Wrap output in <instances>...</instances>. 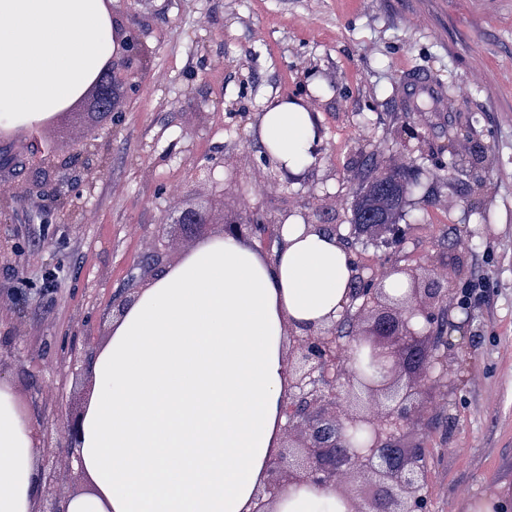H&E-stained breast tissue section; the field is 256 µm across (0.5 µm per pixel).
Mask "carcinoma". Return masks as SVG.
Wrapping results in <instances>:
<instances>
[{
	"label": "carcinoma",
	"mask_w": 512,
	"mask_h": 512,
	"mask_svg": "<svg viewBox=\"0 0 512 512\" xmlns=\"http://www.w3.org/2000/svg\"><path fill=\"white\" fill-rule=\"evenodd\" d=\"M352 180L361 182V190L353 202L352 233L370 238H382L401 216L406 199L417 189L401 170L358 172Z\"/></svg>",
	"instance_id": "1"
}]
</instances>
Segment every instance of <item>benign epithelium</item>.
<instances>
[{"label": "benign epithelium", "instance_id": "benign-epithelium-1", "mask_svg": "<svg viewBox=\"0 0 512 512\" xmlns=\"http://www.w3.org/2000/svg\"><path fill=\"white\" fill-rule=\"evenodd\" d=\"M120 48L102 70L128 79L149 62V50L137 37H119ZM80 103L97 112H113L118 95L91 83ZM70 157L52 150L41 177L28 185V195L43 197L55 174ZM286 217L274 224L255 209L242 211L241 221L225 224L221 235L263 240L262 228L283 244ZM164 224L197 226L211 223L207 208L187 195L176 199ZM169 265L164 251L153 249L141 266L140 286ZM355 275L367 284L350 291L340 319L349 318L355 331L347 341L336 325L289 332L288 395L283 401L288 448L278 452L257 490L252 512H270L285 485H330L339 492L347 512H428V449L419 438L429 419L437 391L450 382L454 345L434 330L437 312L453 309L447 284L461 264L437 259L426 267L382 263L371 276L351 260ZM401 276L409 288L400 298L384 288ZM417 440L405 447L401 440ZM53 475L40 478L37 495L50 502L45 512H67L68 498L54 495Z\"/></svg>", "mask_w": 512, "mask_h": 512}]
</instances>
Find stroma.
I'll list each match as a JSON object with an SVG mask.
<instances>
[{"label":"stroma","instance_id":"35a3bbf8","mask_svg":"<svg viewBox=\"0 0 512 512\" xmlns=\"http://www.w3.org/2000/svg\"><path fill=\"white\" fill-rule=\"evenodd\" d=\"M112 23L151 57L119 111L0 127V379L34 421L58 495L82 485L63 424L91 388L90 356L112 327V298L150 248L178 263L255 198L266 219L313 213L348 233L350 177L405 170L401 244L351 240L373 270L463 257L449 283L472 315L453 332L451 381L425 426L430 512L512 502V0H112ZM311 108L321 158L257 195L253 168L277 173L259 135L269 101ZM462 134L456 149L448 138ZM70 153L49 210L14 197L48 146ZM213 167L210 181L195 167ZM212 224H161L175 188ZM326 211H318L319 196Z\"/></svg>","mask_w":512,"mask_h":512}]
</instances>
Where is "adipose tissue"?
Returning <instances> with one entry per match:
<instances>
[{"label": "adipose tissue", "instance_id": "obj_1", "mask_svg": "<svg viewBox=\"0 0 512 512\" xmlns=\"http://www.w3.org/2000/svg\"><path fill=\"white\" fill-rule=\"evenodd\" d=\"M271 159L314 164L309 110L271 103L260 117ZM266 258L216 237L159 273L112 321L89 376L76 465L86 491L68 512H250L282 438L290 332L331 325L352 268L336 236L283 226ZM37 430L0 381V512H35ZM273 512H347L331 486L284 487Z\"/></svg>", "mask_w": 512, "mask_h": 512}]
</instances>
